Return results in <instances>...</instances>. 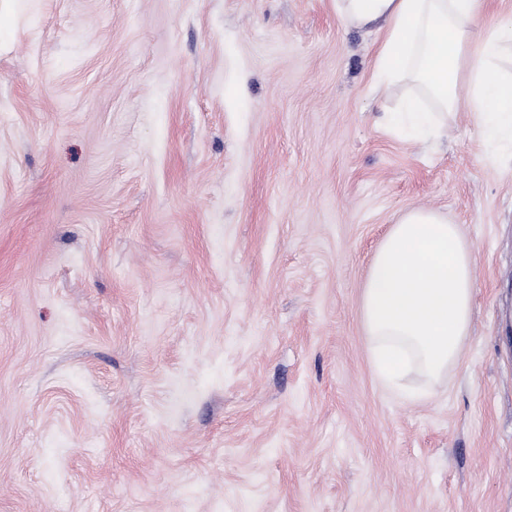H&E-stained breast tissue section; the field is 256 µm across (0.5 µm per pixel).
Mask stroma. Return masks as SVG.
Wrapping results in <instances>:
<instances>
[{
    "mask_svg": "<svg viewBox=\"0 0 512 512\" xmlns=\"http://www.w3.org/2000/svg\"><path fill=\"white\" fill-rule=\"evenodd\" d=\"M333 0H0V512H512V171L379 125ZM426 207L475 247L433 394L360 296Z\"/></svg>",
    "mask_w": 512,
    "mask_h": 512,
    "instance_id": "obj_1",
    "label": "stroma"
}]
</instances>
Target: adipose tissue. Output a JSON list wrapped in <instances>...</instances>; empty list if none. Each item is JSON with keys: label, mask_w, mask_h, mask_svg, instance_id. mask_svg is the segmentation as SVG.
<instances>
[{"label": "adipose tissue", "mask_w": 512, "mask_h": 512, "mask_svg": "<svg viewBox=\"0 0 512 512\" xmlns=\"http://www.w3.org/2000/svg\"><path fill=\"white\" fill-rule=\"evenodd\" d=\"M343 25L382 40L374 88L411 85L382 124L407 140L445 136L459 108L472 112L485 144L512 149V19L483 30L479 0H334ZM476 288L473 247L458 225L424 207L393 224L370 266L361 310L376 377L408 398L432 392L459 359Z\"/></svg>", "instance_id": "adipose-tissue-1"}]
</instances>
